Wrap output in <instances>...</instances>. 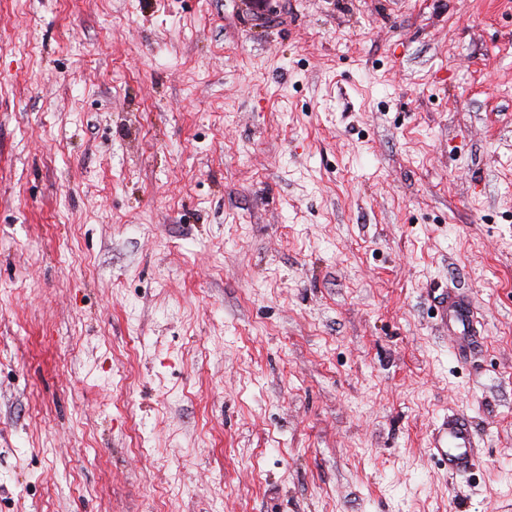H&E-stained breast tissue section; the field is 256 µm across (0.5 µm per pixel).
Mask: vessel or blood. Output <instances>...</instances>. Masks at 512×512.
<instances>
[{"mask_svg": "<svg viewBox=\"0 0 512 512\" xmlns=\"http://www.w3.org/2000/svg\"><path fill=\"white\" fill-rule=\"evenodd\" d=\"M474 311L469 302L449 295L441 308V323L450 335L465 336L471 332ZM431 451L448 472L467 471L476 454V442L471 420L464 411L449 412L435 426L430 441Z\"/></svg>", "mask_w": 512, "mask_h": 512, "instance_id": "obj_1", "label": "vessel or blood"}]
</instances>
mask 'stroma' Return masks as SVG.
<instances>
[{
  "instance_id": "stroma-1",
  "label": "stroma",
  "mask_w": 512,
  "mask_h": 512,
  "mask_svg": "<svg viewBox=\"0 0 512 512\" xmlns=\"http://www.w3.org/2000/svg\"><path fill=\"white\" fill-rule=\"evenodd\" d=\"M0 512H512V0H0ZM441 324L453 336H469L474 321L473 307L464 299L448 292L441 308ZM430 450L449 473L467 471L476 454V442L468 414L456 410L448 412L432 431Z\"/></svg>"
}]
</instances>
